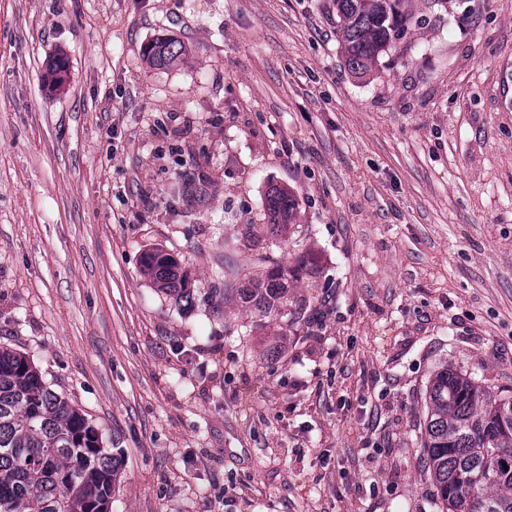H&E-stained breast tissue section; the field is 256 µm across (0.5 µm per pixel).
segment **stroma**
<instances>
[{
  "instance_id": "stroma-1",
  "label": "stroma",
  "mask_w": 512,
  "mask_h": 512,
  "mask_svg": "<svg viewBox=\"0 0 512 512\" xmlns=\"http://www.w3.org/2000/svg\"><path fill=\"white\" fill-rule=\"evenodd\" d=\"M330 9L0 0V345L121 453L111 512H440L430 376L512 388V0H417L365 78ZM157 247L193 305L144 275ZM303 256L276 353L219 288ZM185 53L183 45L172 39L163 38L148 44L144 56L153 66H170ZM267 214L269 217V231L273 235H278L282 231L288 230V225L294 223L295 201L290 191L272 187L267 193Z\"/></svg>"
}]
</instances>
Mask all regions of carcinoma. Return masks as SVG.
I'll return each instance as SVG.
<instances>
[{
    "instance_id": "obj_1",
    "label": "carcinoma",
    "mask_w": 512,
    "mask_h": 512,
    "mask_svg": "<svg viewBox=\"0 0 512 512\" xmlns=\"http://www.w3.org/2000/svg\"><path fill=\"white\" fill-rule=\"evenodd\" d=\"M415 2L332 0L341 55L352 75L367 76L382 54L397 49L413 24ZM184 53L183 45L168 38L144 49L154 66H170ZM266 209L271 234L294 223L290 191L270 188ZM143 268L159 290L195 299L199 288L172 255L149 251ZM314 275L306 259L287 268L274 264L235 289L238 304L261 320L277 321L272 336L283 345L308 304L305 297L288 299V281H311ZM425 408L420 446L441 512H512V395L445 365L426 386ZM121 470L98 429L50 389L34 362L0 347V512H104Z\"/></svg>"
}]
</instances>
